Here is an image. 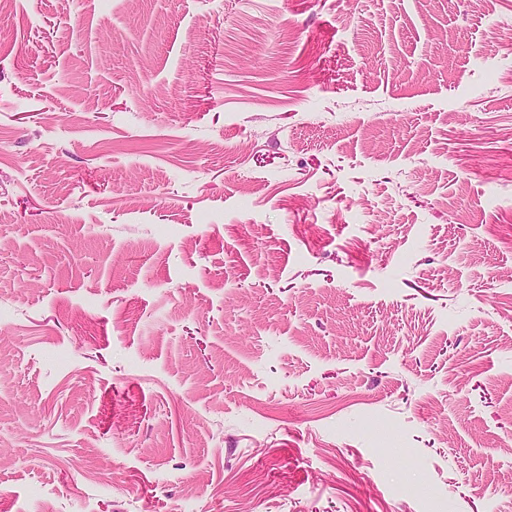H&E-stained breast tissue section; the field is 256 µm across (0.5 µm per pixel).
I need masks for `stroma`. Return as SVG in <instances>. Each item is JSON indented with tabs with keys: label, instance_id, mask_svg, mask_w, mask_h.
<instances>
[{
	"label": "stroma",
	"instance_id": "stroma-1",
	"mask_svg": "<svg viewBox=\"0 0 512 512\" xmlns=\"http://www.w3.org/2000/svg\"><path fill=\"white\" fill-rule=\"evenodd\" d=\"M0 512H512V0H15Z\"/></svg>",
	"mask_w": 512,
	"mask_h": 512
}]
</instances>
